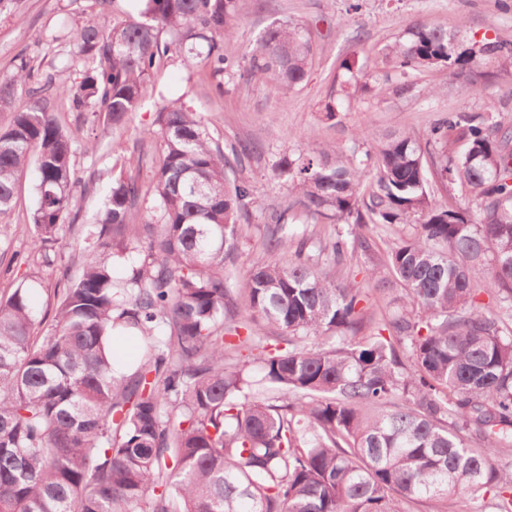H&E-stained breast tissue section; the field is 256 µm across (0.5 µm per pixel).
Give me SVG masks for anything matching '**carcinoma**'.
I'll list each match as a JSON object with an SVG mask.
<instances>
[{
  "mask_svg": "<svg viewBox=\"0 0 512 512\" xmlns=\"http://www.w3.org/2000/svg\"><path fill=\"white\" fill-rule=\"evenodd\" d=\"M96 2L70 36L79 80L57 88L49 75L33 87L22 54L0 78V111L14 112L0 130V213L35 163L32 251L64 284L49 323L33 285L0 296V512H417L423 503L452 512L466 497L512 512V468L493 463L512 448V327L501 316L512 307V126L464 106L423 137L388 133L367 193L362 163L341 149L277 156L274 176L293 202L264 212L278 259L247 269L242 308L225 271L241 258L239 223L254 197L245 181L227 186L226 170L252 147L224 153L203 113L169 101L148 132L155 145L134 148L149 182L125 150L84 144L112 183L73 278L56 245L79 217L78 147L48 92L119 130L170 56L233 78L240 64L223 40L251 0H142L138 16L112 24L111 0ZM312 55L305 25L274 21L248 71L291 91ZM387 56L402 69H444L475 96L474 71L512 67V43L415 25ZM342 67L350 76L324 103L329 120L365 89L353 65ZM448 183L468 188L472 203H438L435 187ZM292 213L348 226L329 244L332 266L371 255L379 225L414 226L386 251L385 269H368L379 291H402L377 331L365 333L370 306L354 284L301 259L305 232ZM241 327L248 336L232 341ZM115 330L141 344L118 378ZM309 337L323 344L308 348ZM246 344L260 351L262 396L242 361Z\"/></svg>",
  "mask_w": 512,
  "mask_h": 512,
  "instance_id": "cac0c4a2",
  "label": "carcinoma"
}]
</instances>
